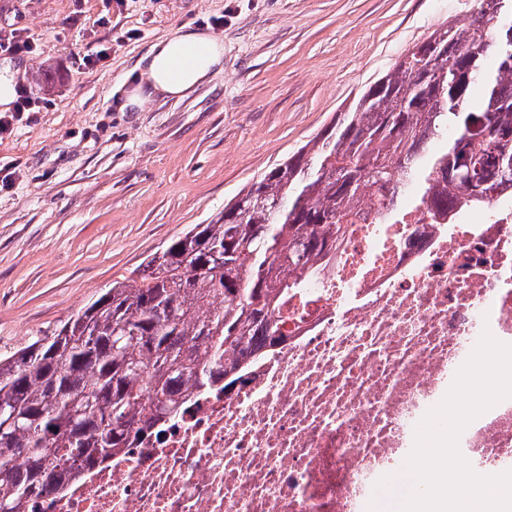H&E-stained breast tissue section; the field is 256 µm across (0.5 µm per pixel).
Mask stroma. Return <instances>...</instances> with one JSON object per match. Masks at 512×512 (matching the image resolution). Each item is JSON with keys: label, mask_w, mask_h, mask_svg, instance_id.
Instances as JSON below:
<instances>
[{"label": "stroma", "mask_w": 512, "mask_h": 512, "mask_svg": "<svg viewBox=\"0 0 512 512\" xmlns=\"http://www.w3.org/2000/svg\"><path fill=\"white\" fill-rule=\"evenodd\" d=\"M472 0H0L38 102L0 134V357L51 333L147 257L207 224L330 126ZM223 17L215 29L211 21ZM224 70L179 99L120 106L138 63L184 26ZM111 47L97 68L87 50Z\"/></svg>", "instance_id": "stroma-1"}]
</instances>
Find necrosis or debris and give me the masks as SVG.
Instances as JSON below:
<instances>
[{"instance_id":"necrosis-or-debris-1","label":"necrosis or debris","mask_w":512,"mask_h":512,"mask_svg":"<svg viewBox=\"0 0 512 512\" xmlns=\"http://www.w3.org/2000/svg\"><path fill=\"white\" fill-rule=\"evenodd\" d=\"M282 342L235 387L184 399L159 442L124 449L26 512H365L483 328L512 343V195L449 215L365 209L331 276L289 293ZM472 468L512 469V399L471 422Z\"/></svg>"}]
</instances>
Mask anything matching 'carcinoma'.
<instances>
[{"mask_svg": "<svg viewBox=\"0 0 512 512\" xmlns=\"http://www.w3.org/2000/svg\"><path fill=\"white\" fill-rule=\"evenodd\" d=\"M436 47L433 64L420 55ZM480 206L512 188V0H474L370 86L353 110L114 282L52 335L0 358V504L64 489L136 441L160 440L184 397L282 341L290 283L315 278L357 210L403 191Z\"/></svg>", "mask_w": 512, "mask_h": 512, "instance_id": "cac0c4a2", "label": "carcinoma"}]
</instances>
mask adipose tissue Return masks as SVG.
<instances>
[{"mask_svg":"<svg viewBox=\"0 0 512 512\" xmlns=\"http://www.w3.org/2000/svg\"><path fill=\"white\" fill-rule=\"evenodd\" d=\"M143 75L126 107L156 96L183 97L224 68V47L206 31L188 26L157 41L139 62Z\"/></svg>","mask_w":512,"mask_h":512,"instance_id":"obj_1","label":"adipose tissue"}]
</instances>
